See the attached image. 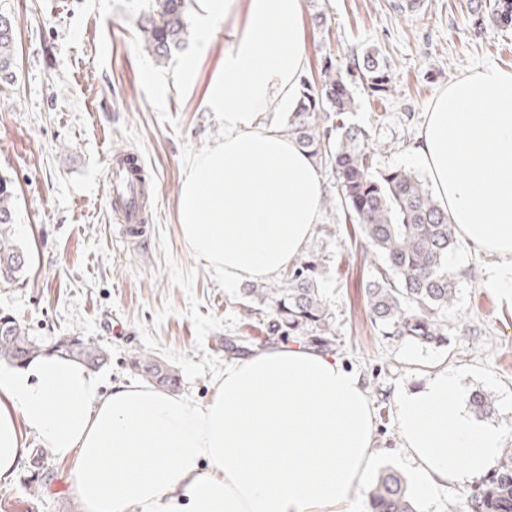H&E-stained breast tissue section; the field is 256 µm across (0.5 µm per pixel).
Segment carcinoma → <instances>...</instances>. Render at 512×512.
Masks as SVG:
<instances>
[{
	"instance_id": "carcinoma-1",
	"label": "carcinoma",
	"mask_w": 512,
	"mask_h": 512,
	"mask_svg": "<svg viewBox=\"0 0 512 512\" xmlns=\"http://www.w3.org/2000/svg\"><path fill=\"white\" fill-rule=\"evenodd\" d=\"M188 0H148L137 21L142 48L162 64L182 48L193 33L187 21ZM501 27L512 25V0H488L475 9ZM14 33L0 30V81L10 82L14 71ZM360 80L370 96L385 99L392 80L389 66L373 47L363 49L344 67L328 54L320 78L305 79L297 103L288 113L285 132L321 167L333 174L335 191L324 196L325 208L341 209L362 231L365 255L374 257L364 292L370 320L383 336L422 345L448 343L445 315L457 301L456 275L448 270V254L457 246L448 213L429 188L401 169L381 171L375 156L379 145L373 131L351 124L352 84ZM16 191L0 177V282H13L25 273L28 255L13 241ZM325 266L319 256L304 252L285 276L275 282L243 289L250 302L267 309V331L284 339L304 336L323 352L333 353L336 316L320 288ZM65 353L91 369L104 365L107 351L92 342L73 341ZM44 348L28 336L14 318L0 317V360L21 366ZM224 352L244 356L251 352L242 336L224 338ZM131 367L145 380L169 392L179 388V376L161 357L135 350ZM471 405L478 415L494 411L493 395L478 390ZM368 512H419V504L398 471L380 472L367 492ZM467 512H512V447L502 449L497 467L467 499Z\"/></svg>"
}]
</instances>
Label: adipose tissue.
I'll return each mask as SVG.
<instances>
[{
	"instance_id": "ef3b65f1",
	"label": "adipose tissue",
	"mask_w": 512,
	"mask_h": 512,
	"mask_svg": "<svg viewBox=\"0 0 512 512\" xmlns=\"http://www.w3.org/2000/svg\"><path fill=\"white\" fill-rule=\"evenodd\" d=\"M303 0H249L207 91L224 140L196 155L178 211L190 251L233 287L276 278L321 221L319 168L275 121L306 72ZM456 236L496 257L487 285L512 301V71L486 66L442 89L412 152ZM209 403L100 374L49 352L0 366V481L25 433L70 463L83 512H363L374 416L361 375L303 343L226 365ZM402 445L429 494L485 472L504 432L477 421L455 374L396 393Z\"/></svg>"
}]
</instances>
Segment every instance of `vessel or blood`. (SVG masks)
I'll use <instances>...</instances> for the list:
<instances>
[{
    "label": "vessel or blood",
    "mask_w": 512,
    "mask_h": 512,
    "mask_svg": "<svg viewBox=\"0 0 512 512\" xmlns=\"http://www.w3.org/2000/svg\"><path fill=\"white\" fill-rule=\"evenodd\" d=\"M144 164L139 154L124 152L114 155L109 170L108 199L115 214H118L126 233L140 230L143 215L139 206V183L135 177Z\"/></svg>",
    "instance_id": "b4317fda"
}]
</instances>
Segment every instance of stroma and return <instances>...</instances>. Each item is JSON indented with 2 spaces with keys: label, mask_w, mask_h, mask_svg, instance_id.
<instances>
[{
  "label": "stroma",
  "mask_w": 512,
  "mask_h": 512,
  "mask_svg": "<svg viewBox=\"0 0 512 512\" xmlns=\"http://www.w3.org/2000/svg\"><path fill=\"white\" fill-rule=\"evenodd\" d=\"M394 0H326L328 24L303 8L307 78L325 53L340 58L372 46L387 60L395 91L385 103L354 85L351 123L374 128L379 169H412L410 149L437 94L484 66L512 71V27L475 25L474 0H427L398 12ZM146 0H0L15 21L16 78L0 85V176L17 193L11 235L30 254L24 281L0 283V315L23 323L44 347L61 336L93 340L109 351L105 385L137 381L127 365L141 349L168 360L179 394L207 403L228 356L222 340L269 345L264 311H245L240 288L198 259L178 220L181 184L194 155L224 139V120L206 93L224 65L233 23L194 31L168 66L142 51L136 20ZM192 61L187 84L172 76ZM140 153L151 178L149 222L126 242L107 203L113 152ZM361 234L325 210L308 247L325 259L322 288L336 313V357L364 379L375 417V469L412 477L400 439L394 396L448 368L464 395L496 399L491 424L512 431V303L489 289L495 265L458 246V301L448 312V345H413L383 336L370 322L364 283L372 266L355 242ZM52 474L38 482L29 462L0 481V512H83L69 490V468L45 454Z\"/></svg>",
  "instance_id": "1"
}]
</instances>
